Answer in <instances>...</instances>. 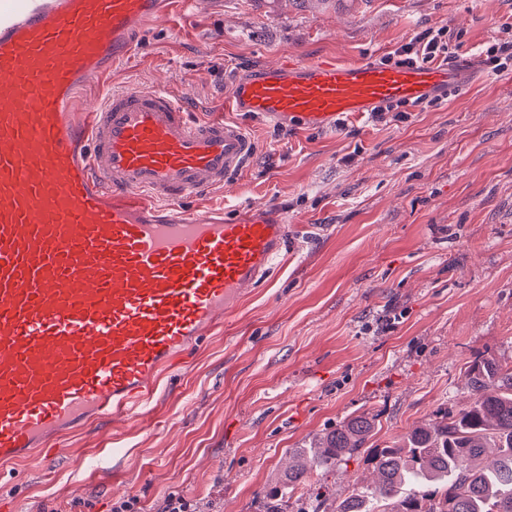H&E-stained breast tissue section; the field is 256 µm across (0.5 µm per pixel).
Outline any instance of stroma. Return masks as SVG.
Listing matches in <instances>:
<instances>
[{
    "instance_id": "35a3bbf8",
    "label": "stroma",
    "mask_w": 512,
    "mask_h": 512,
    "mask_svg": "<svg viewBox=\"0 0 512 512\" xmlns=\"http://www.w3.org/2000/svg\"><path fill=\"white\" fill-rule=\"evenodd\" d=\"M508 25L512 0H195L190 20L145 27L115 86L163 89L198 118L257 65L377 62L427 28L473 66L466 89L403 122L285 136L235 114L253 156L187 205L284 213L280 259L137 420L73 430L62 454L0 473V512H110L130 496L157 512L174 490L198 512H259L289 449L364 412L389 444L468 403L474 356L512 362V70L480 62Z\"/></svg>"
}]
</instances>
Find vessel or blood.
Returning <instances> with one entry per match:
<instances>
[{
    "instance_id": "1",
    "label": "vessel or blood",
    "mask_w": 512,
    "mask_h": 512,
    "mask_svg": "<svg viewBox=\"0 0 512 512\" xmlns=\"http://www.w3.org/2000/svg\"><path fill=\"white\" fill-rule=\"evenodd\" d=\"M186 3L0 0L1 466L77 421L134 419L281 254L276 209L230 222L182 206L253 154L230 113L331 129L463 85L448 64L283 60L238 75L222 117L140 86L79 99Z\"/></svg>"
}]
</instances>
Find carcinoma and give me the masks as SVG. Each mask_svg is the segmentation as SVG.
I'll return each mask as SVG.
<instances>
[{
    "label": "carcinoma",
    "mask_w": 512,
    "mask_h": 512,
    "mask_svg": "<svg viewBox=\"0 0 512 512\" xmlns=\"http://www.w3.org/2000/svg\"><path fill=\"white\" fill-rule=\"evenodd\" d=\"M470 403L436 412L400 440L372 443L377 415L361 413L289 452L288 467L263 492L261 512L311 485L313 469L355 455L374 479L340 501L314 496L312 512H512V364L479 355L465 367Z\"/></svg>",
    "instance_id": "obj_1"
}]
</instances>
